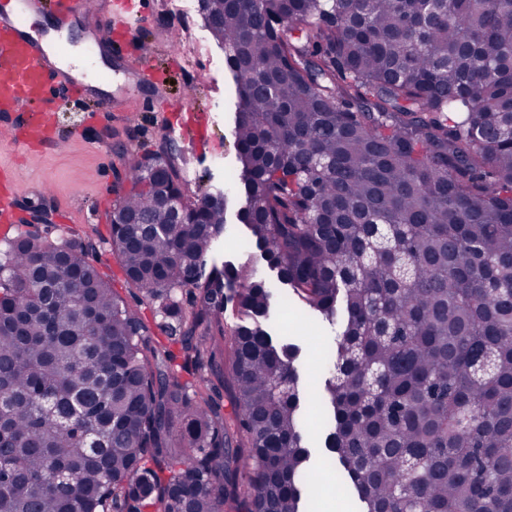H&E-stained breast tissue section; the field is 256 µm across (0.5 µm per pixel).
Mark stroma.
Masks as SVG:
<instances>
[{"instance_id": "1", "label": "stroma", "mask_w": 512, "mask_h": 512, "mask_svg": "<svg viewBox=\"0 0 512 512\" xmlns=\"http://www.w3.org/2000/svg\"><path fill=\"white\" fill-rule=\"evenodd\" d=\"M164 2L145 0L147 20L136 33L138 44L151 51L153 61L166 74L154 100L140 94L124 97L94 124L87 121L86 104L71 103L53 115L58 129L53 144L25 151L0 142V167L14 168L17 173V214L23 216L45 205L52 211L49 238L83 232L93 235L97 249L92 262L129 301L136 291L125 282L112 253L109 231L116 190L126 182L128 160L156 153L162 144H169L183 169L184 192L193 199L226 190L236 166L232 129L237 98L224 51L209 33L201 31L193 0H187L184 10L169 13ZM105 125L112 128L108 144L98 137ZM227 222L225 240L213 255L215 263L265 269L259 251H248L239 242L244 226L232 216ZM270 326L273 332H288L302 347L300 382L309 398H317L322 384L320 358L330 349V327L307 314L284 288L273 293ZM330 501L342 512L360 509L329 465L319 472L307 512H318Z\"/></svg>"}]
</instances>
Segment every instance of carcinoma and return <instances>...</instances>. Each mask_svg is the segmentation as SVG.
Returning a JSON list of instances; mask_svg holds the SVG:
<instances>
[{"instance_id":"1","label":"carcinoma","mask_w":512,"mask_h":512,"mask_svg":"<svg viewBox=\"0 0 512 512\" xmlns=\"http://www.w3.org/2000/svg\"><path fill=\"white\" fill-rule=\"evenodd\" d=\"M203 22L236 84L237 221L338 325L325 448L363 512H512V0H208ZM126 181L112 253L170 346L92 240L12 238L0 512H303L320 459L270 285L208 265L215 195L169 222L167 151Z\"/></svg>"}]
</instances>
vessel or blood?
Here are the masks:
<instances>
[{"label": "vessel or blood", "instance_id": "b4317fda", "mask_svg": "<svg viewBox=\"0 0 512 512\" xmlns=\"http://www.w3.org/2000/svg\"><path fill=\"white\" fill-rule=\"evenodd\" d=\"M10 12L0 11V112L24 115V145L41 147L51 143L55 131L44 114H31L34 103L59 96L79 99L97 95L102 111L112 108L111 97L100 94V85L115 86L117 93L147 92L163 81L149 56L130 63L127 46L134 40L132 20L138 19L137 0H108V8L97 30L86 32L89 53L81 69L62 63L49 50L45 35L31 21L43 11V0H13ZM57 30L79 26L76 0H55L51 16ZM14 182L0 177V222L13 221Z\"/></svg>", "mask_w": 512, "mask_h": 512}]
</instances>
